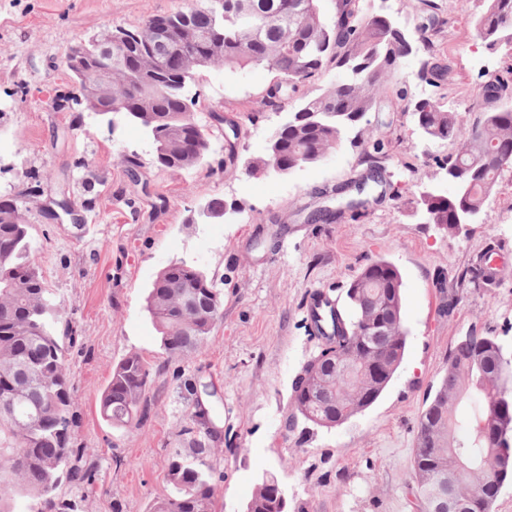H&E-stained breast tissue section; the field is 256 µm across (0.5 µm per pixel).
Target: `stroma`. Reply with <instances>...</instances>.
<instances>
[{
  "label": "stroma",
  "mask_w": 512,
  "mask_h": 512,
  "mask_svg": "<svg viewBox=\"0 0 512 512\" xmlns=\"http://www.w3.org/2000/svg\"><path fill=\"white\" fill-rule=\"evenodd\" d=\"M446 21L434 36L436 60L452 72L419 79L426 50L403 59L375 109L335 151L287 175L232 178L218 172L224 132L207 164L172 172L154 162L151 141L122 116L78 105L54 109L72 81L57 63L79 41L183 8L184 0H0V200L25 201L32 258L77 331L68 352L76 395L73 445L93 485L61 482L53 512H151L169 493L167 456L184 448L192 385L224 433L211 459L222 478L217 512H243L259 475L274 474L297 512H412L406 486L421 414L457 343L474 332L512 351V168L500 174L478 223L453 231L426 223L427 193L455 187L442 162L456 142L426 139L414 101L441 99L460 113L490 108L483 87L512 74V46L488 45L473 19L483 0H436ZM366 15L388 16L415 34L421 0H363ZM274 75L264 68L203 72L199 117L237 118L241 162L263 157L272 131L300 102H265ZM408 100H400V88ZM380 138L379 165L394 188L330 223L307 222L325 193L357 180L367 141ZM67 199L76 216H47ZM234 206L229 220H206L212 200ZM500 247L498 277L467 276L488 244ZM402 278L403 362L379 399L332 430L290 429L291 385L316 351L307 319L311 292L344 295L371 261ZM175 261L206 271L224 295L209 345L167 355L145 311L157 274ZM151 366L145 414L115 428L100 413L112 368L130 354Z\"/></svg>",
  "instance_id": "obj_1"
}]
</instances>
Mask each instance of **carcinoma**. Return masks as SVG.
Returning <instances> with one entry per match:
<instances>
[{"label":"carcinoma","instance_id":"cac0c4a2","mask_svg":"<svg viewBox=\"0 0 512 512\" xmlns=\"http://www.w3.org/2000/svg\"><path fill=\"white\" fill-rule=\"evenodd\" d=\"M320 2L204 0L186 12L202 42L185 59L163 65L153 64L162 48L149 41L144 28L153 22L178 27L185 12L120 28L124 50L112 61V70L127 98L122 114L147 131L155 163L172 171L193 169L209 153L211 126L235 125L213 111L211 123H203L184 107L187 85L217 66L268 69L275 75L269 98L295 92L322 69L344 71L345 80L304 98L269 142L290 168L334 151L345 128L372 109L378 88L398 72L413 45L400 38L397 28L363 16L359 0H341L332 20L324 17ZM270 12L285 20L270 23ZM474 26L491 45L512 38V0H484ZM417 112L429 139L460 142L444 166L460 172L465 188L428 204L431 222L450 226L466 210L481 211L501 172L512 168V104L485 111L473 122L438 100L421 101ZM383 150V140L375 139L365 153L366 173L354 182L359 195L368 196L383 184L376 165ZM238 161L236 143L224 141V174L236 173ZM14 204L0 201V405L11 406L10 416L0 413V512H16L19 497L47 499L62 475L78 484L91 479L73 448L75 394L66 359L67 345L74 341L72 326L62 302L29 259V224ZM401 288L397 268L379 259L350 283L346 310L327 296L316 300L309 321L319 346L292 382L290 426L301 418L333 429L379 398L404 356ZM188 295L200 307L195 315L181 309ZM145 310L161 347L170 355H184L208 346L222 319L223 299L204 271L175 262L158 273ZM377 321L391 325L388 335H373ZM376 349L385 363L380 378L362 371ZM151 382V368L140 355L122 359L112 367L102 393V415L116 428L132 426L143 414L142 399ZM511 383L512 356L500 351L494 337L474 333L458 342L419 421L408 485L418 512H441L437 505L444 490L461 512H489L493 473L503 451H512ZM468 395L474 405L460 415L458 407ZM207 423L202 407L188 412L184 433L191 447L169 452L171 491L154 502L151 512H215L217 470L208 454L220 434ZM244 512H288V498L273 474L262 475Z\"/></svg>","mask_w":512,"mask_h":512}]
</instances>
